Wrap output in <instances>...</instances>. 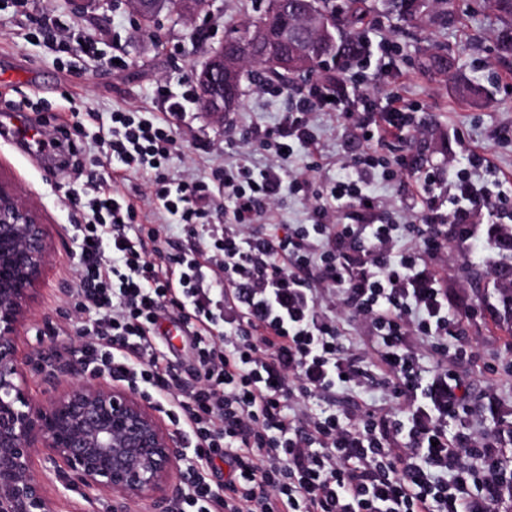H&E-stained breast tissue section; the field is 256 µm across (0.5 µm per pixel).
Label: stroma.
<instances>
[{
  "mask_svg": "<svg viewBox=\"0 0 512 512\" xmlns=\"http://www.w3.org/2000/svg\"><path fill=\"white\" fill-rule=\"evenodd\" d=\"M266 4L267 0H215L209 17L188 23L165 12L147 30L129 11L127 0H106L103 6L78 13L67 0H0V113L5 116L0 123V171L38 208L53 237L43 283L18 341V360L27 370L34 398L47 394L49 357L67 359L79 349L77 335L55 336L52 328L70 322L82 328L90 325L92 316L76 314L69 302L81 273L83 214L65 200L66 193L76 188V178L71 170L44 160L34 143L19 139L17 127L31 119L35 107L50 130L70 121L72 111H79L88 132L82 140L85 169L96 170L101 155L95 135L110 126L114 110L153 109L159 103L158 88L179 89L205 60L209 48L223 40L226 22L246 21L255 7ZM55 23L67 29L70 41L92 39L102 54L122 55L126 66H103L78 74L80 60L56 51L42 38V26ZM500 27L486 0H466L463 11L447 24L422 28L375 15L364 32L363 55L371 60V94L381 99L385 79L394 73L397 88L419 105L411 139L382 145L386 159L412 155L435 168L463 169L467 162L459 143L464 140L500 176L512 180V58H499L495 51ZM383 38L397 45L396 54L380 50ZM441 49L455 57L458 77L484 87L486 99L459 98L451 81L420 70L421 54ZM243 88L241 104L228 121L197 106L188 112L177 132L178 150L169 162L172 176L208 177L243 155L258 169L274 164L273 151L247 134L255 127H278L293 104V87L279 85L263 93L256 76L249 74ZM312 124L321 162L320 169L311 172L313 178L343 173L353 156L362 152V145L334 115L314 113ZM372 192L381 202L374 215L376 223L414 221L413 204L421 198L415 177L377 179ZM473 221L484 235L482 242L450 239L443 276L451 300L478 311L477 318L463 324L464 339L473 345L475 355L457 362L454 369L468 385L472 424L491 430L495 423L483 400L487 366H495L499 393L505 403H512V334L499 326L494 307L484 300L498 286L494 266L506 250L495 247L487 212H476Z\"/></svg>",
  "mask_w": 512,
  "mask_h": 512,
  "instance_id": "1",
  "label": "stroma"
}]
</instances>
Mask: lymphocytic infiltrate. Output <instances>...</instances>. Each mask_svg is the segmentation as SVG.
Instances as JSON below:
<instances>
[{
    "instance_id": "lymphocytic-infiltrate-1",
    "label": "lymphocytic infiltrate",
    "mask_w": 512,
    "mask_h": 512,
    "mask_svg": "<svg viewBox=\"0 0 512 512\" xmlns=\"http://www.w3.org/2000/svg\"><path fill=\"white\" fill-rule=\"evenodd\" d=\"M365 81L354 74L345 103L323 83L304 85L295 109L259 136L277 153H313L311 114L351 122L366 148L352 159V174L322 187L244 158L216 181L171 177L175 121L193 100L166 87L160 112L115 111L99 138L106 161L149 175L163 223L139 222L137 205L99 182L67 197L84 208L86 224L84 274L72 296L78 312L95 315L80 333L81 354L93 371L145 389L193 437L196 466L181 496L200 512H492L512 483L504 433L468 425L466 385L447 366L462 316L437 269L449 231L472 237L474 212L507 211L512 197L499 191L498 177L473 179L472 170L488 165L473 149L468 170L447 178L437 169L419 172L413 157L388 166L377 148L406 138L416 106L394 94L376 111ZM413 173L426 194L414 223H375L374 176ZM284 187L313 200L320 223L258 232L264 206ZM218 196L232 218L214 253H173L165 225L210 232L208 205ZM340 203L349 204L351 222H337ZM322 286L369 324L372 368L347 356ZM165 310L195 330L193 378L176 372L159 348ZM220 323L224 331L214 333ZM380 376L391 407L365 404L339 415L309 406L339 390L367 389ZM218 460L233 471L220 494L208 480Z\"/></svg>"
}]
</instances>
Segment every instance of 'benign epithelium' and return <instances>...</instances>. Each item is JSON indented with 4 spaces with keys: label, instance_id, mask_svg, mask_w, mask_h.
<instances>
[{
    "label": "benign epithelium",
    "instance_id": "7a95c632",
    "mask_svg": "<svg viewBox=\"0 0 512 512\" xmlns=\"http://www.w3.org/2000/svg\"><path fill=\"white\" fill-rule=\"evenodd\" d=\"M212 0H177L189 19L210 12ZM295 37L283 28L269 56L288 68L282 48ZM224 43L210 48L194 69L196 101L222 119ZM53 240L40 213L0 175V512H54L46 484L53 478L83 493H108L111 512L128 501H148L157 512L181 489L177 435L140 394L104 378L87 380L75 360L50 371L51 391L32 398L27 372L17 358L21 330L30 316Z\"/></svg>",
    "mask_w": 512,
    "mask_h": 512
}]
</instances>
